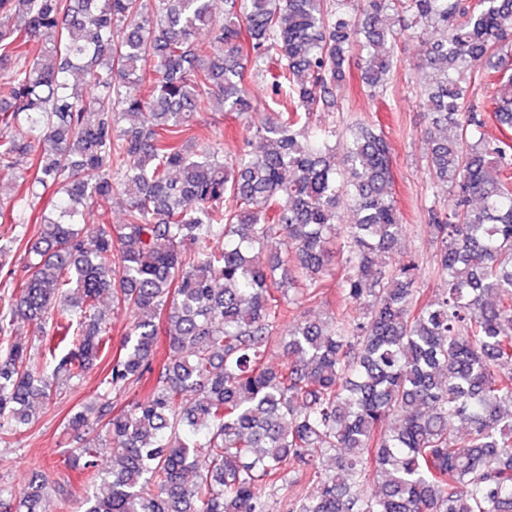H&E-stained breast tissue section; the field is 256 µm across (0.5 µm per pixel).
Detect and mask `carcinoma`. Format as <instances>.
I'll return each instance as SVG.
<instances>
[{
	"label": "carcinoma",
	"instance_id": "obj_1",
	"mask_svg": "<svg viewBox=\"0 0 512 512\" xmlns=\"http://www.w3.org/2000/svg\"><path fill=\"white\" fill-rule=\"evenodd\" d=\"M153 2L0 0V169L29 159L0 198L22 212L51 197L36 238L12 240L24 277L0 309V443L105 358L109 296L134 320L68 426L104 430L113 465L96 470L93 439L75 449L86 489L57 483L61 509L269 512L291 489L289 512H512V140L485 137L474 96L496 88L494 117L512 130V0H224L221 16L215 0ZM431 30L425 161L452 203L426 207L442 288L425 300L415 260L374 261L405 230L387 137L310 115L342 111L355 52L365 92L384 97L397 42ZM272 66L258 150L227 161L186 136L196 112L249 111ZM117 191L124 223L84 235ZM274 238L291 251L256 262ZM336 254L330 322L268 287L278 274L314 299ZM289 316L275 369L265 349ZM19 320L38 338H13ZM162 332L171 355L153 390L112 413ZM309 476L319 490L302 496ZM46 488L40 470L0 487V512H39Z\"/></svg>",
	"mask_w": 512,
	"mask_h": 512
}]
</instances>
